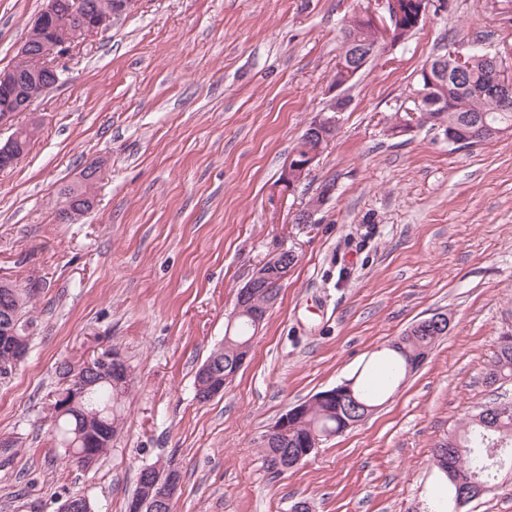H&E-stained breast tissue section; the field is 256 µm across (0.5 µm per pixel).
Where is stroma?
I'll return each instance as SVG.
<instances>
[{
    "label": "stroma",
    "mask_w": 512,
    "mask_h": 512,
    "mask_svg": "<svg viewBox=\"0 0 512 512\" xmlns=\"http://www.w3.org/2000/svg\"><path fill=\"white\" fill-rule=\"evenodd\" d=\"M47 0H0V69ZM374 0H139L78 41L33 105L27 154L0 172V280L39 285L26 359L0 380V512H59L84 493L128 512L141 468L173 460L175 512H410L435 444L479 406L512 333V132L468 149L387 128L418 71L451 47L512 48V0H446L345 90L334 138L285 199L277 181L326 108L342 28ZM103 161L95 206L55 219L61 188ZM314 223H297L323 182ZM295 265L222 395L194 375L240 288L280 250ZM451 323L362 423L275 476L259 439L293 406L373 367L435 313ZM121 349L135 376L110 454L82 469L50 433L64 364Z\"/></svg>",
    "instance_id": "obj_1"
}]
</instances>
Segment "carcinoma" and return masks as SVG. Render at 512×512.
Segmentation results:
<instances>
[{"label":"carcinoma","instance_id":"1","mask_svg":"<svg viewBox=\"0 0 512 512\" xmlns=\"http://www.w3.org/2000/svg\"><path fill=\"white\" fill-rule=\"evenodd\" d=\"M419 6L413 0H400V19L396 21L394 39L406 43L418 30L417 21ZM363 37L354 17H349L343 31V47L341 55L351 53V41ZM431 76L447 87L448 103L446 107L434 113L438 123H430V128H441V131L454 135L461 142V147H473L481 143H489L498 139L495 130L512 129V110H502L500 100L494 89L489 85V68L492 62L484 53H473L468 56V64L462 74L441 61V55L431 60ZM484 114L487 116L489 128L464 134L467 119ZM335 128L324 127L320 131L305 130L293 152L304 155L312 150L323 151L333 138ZM62 201L57 215L67 212L77 204H90L94 199L93 183L81 182L65 187L61 191ZM18 302L4 301L0 293V307L9 308L11 317L7 322L0 321V328L7 325L16 328L17 333L29 336L33 325L32 319L26 316L25 309L32 302L38 289H16ZM252 337V327L245 318L237 319L228 326L224 334V343L214 348L209 354L212 359V373L223 376L233 371L236 363V349ZM439 337L429 332L406 330L386 345L381 355L384 364V380L395 384L406 378L407 370L416 365L425 353L431 351ZM493 367L504 377H512V342L499 341ZM121 376L95 374L88 377L92 384L82 411H68L53 423L52 434L56 445L67 448L71 442H77V433H83V441L77 447L87 451V465H95L103 455L100 448L113 440L120 427L123 417L125 397L128 388L120 384ZM353 384L356 397L369 406L377 405L380 391L378 386L366 377L354 375L341 384L331 388L334 396L317 401L309 409L297 413L290 420V427L277 434L261 448L263 464L266 470L282 474L286 467L288 455L295 457L305 453L311 437L330 433L336 435L355 425L359 419L355 410L347 405V385ZM486 416L480 420L471 419L460 429L449 434L433 449L432 464L442 483L431 493L429 512H455L456 499L460 498L455 479L458 475H466L478 482L486 483L490 476L489 461L485 455L486 445L493 441H502L509 449L507 465L512 466V403L489 402L485 410Z\"/></svg>","mask_w":512,"mask_h":512}]
</instances>
